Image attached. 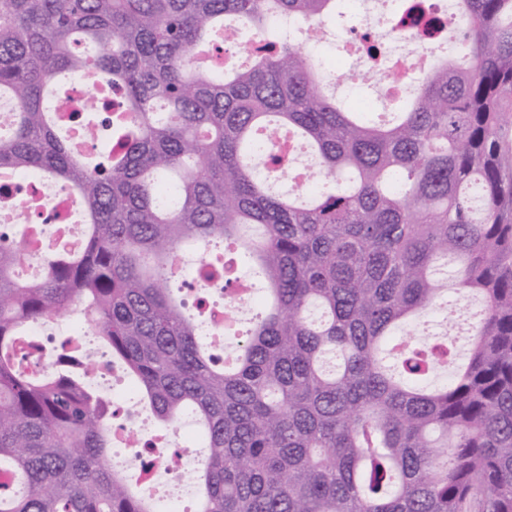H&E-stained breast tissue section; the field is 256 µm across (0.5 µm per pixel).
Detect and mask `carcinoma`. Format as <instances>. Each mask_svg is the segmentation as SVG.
Wrapping results in <instances>:
<instances>
[{
	"instance_id": "obj_1",
	"label": "carcinoma",
	"mask_w": 512,
	"mask_h": 512,
	"mask_svg": "<svg viewBox=\"0 0 512 512\" xmlns=\"http://www.w3.org/2000/svg\"><path fill=\"white\" fill-rule=\"evenodd\" d=\"M454 2L457 39L385 119L338 106L304 47L346 0H0V174L38 173L87 226L33 280L0 243V512H159L112 466L96 359L75 343L22 367L25 326L71 315L160 421L202 425L193 512H512V0ZM228 28L247 60L196 64ZM88 75L116 99L95 153L69 124L92 131L98 106L67 123L49 106ZM273 129L316 156V186L274 189L290 163ZM187 243L223 245L205 275L224 298L239 258L264 284L230 364L200 343ZM450 293L482 300L459 364L403 343L454 318Z\"/></svg>"
}]
</instances>
